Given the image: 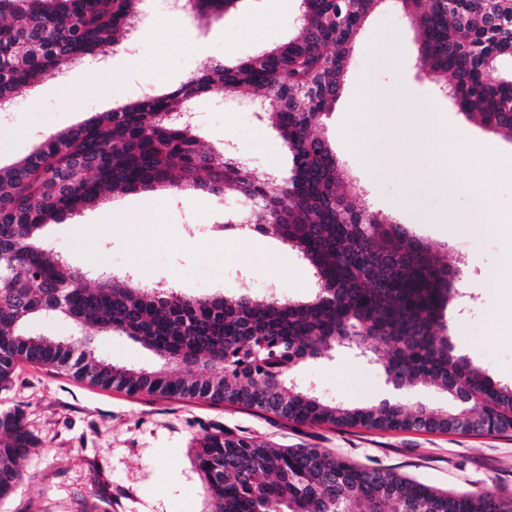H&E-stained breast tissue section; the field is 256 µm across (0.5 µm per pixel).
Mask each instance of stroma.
Here are the masks:
<instances>
[{
  "instance_id": "35a3bbf8",
  "label": "stroma",
  "mask_w": 512,
  "mask_h": 512,
  "mask_svg": "<svg viewBox=\"0 0 512 512\" xmlns=\"http://www.w3.org/2000/svg\"><path fill=\"white\" fill-rule=\"evenodd\" d=\"M267 0H236L220 17L201 26L179 17L165 0H145L144 18L129 51L113 52L103 69L78 63L22 89L23 104L0 122L6 136L0 165L26 155L50 133L84 123L97 113L139 96L142 88L180 85L203 67L253 57L260 48L296 36L299 0L277 11L276 30L259 40L242 37L250 16ZM223 90L191 102L203 149H232L259 174L287 172L277 134L254 112L231 108ZM432 106L462 134L457 164L469 176L472 157L492 158L499 173L492 184L497 210L512 213V142L486 132L441 97L418 64L417 35L392 0L365 21L354 43L340 98L325 134L345 170L361 189L360 204L405 225L439 252L466 258L462 282L472 300L444 312L455 353L479 364L495 380L512 382V326L493 317L496 300L483 278L501 260L503 231L480 223L465 193L451 196L408 191L407 169L438 175L432 154L408 149L422 106ZM224 204L207 196L172 197L167 191L108 194L81 213L47 224V248L73 264L134 276L146 287H174L189 296L251 293L307 298L316 281L310 268L271 235L243 237L217 232L187 238L186 219L217 227ZM98 352L135 369L158 359L125 336H100ZM300 388L350 405L400 398L408 409L446 406L445 397L418 385L394 393L380 367L350 355L310 361L293 375ZM20 407L38 444L27 462V478L0 512H88L106 497L112 512H211L207 481L195 463L200 439L217 431L272 442L284 448H324L351 462L387 467L442 491L493 490L512 500V432L474 436L423 430L382 431L297 424L232 403L169 399L103 389L36 364L22 363L10 389L0 391V410Z\"/></svg>"
}]
</instances>
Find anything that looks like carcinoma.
I'll return each mask as SVG.
<instances>
[{
  "label": "carcinoma",
  "instance_id": "carcinoma-1",
  "mask_svg": "<svg viewBox=\"0 0 512 512\" xmlns=\"http://www.w3.org/2000/svg\"><path fill=\"white\" fill-rule=\"evenodd\" d=\"M143 0H0V106L68 64L117 50ZM236 0H196L211 20ZM381 0H300L299 36L248 60L217 63L163 94L140 96L87 123L50 134L27 157L0 166V389L18 363L171 399L241 404L299 424L380 430H452L460 401L498 433L512 429V384L452 354L443 310L460 297L465 262L359 205L324 129L340 97L358 31ZM419 31L432 81L452 85L467 119L512 142V0H397ZM244 87L276 102L260 120L281 138L291 175L249 171L230 150L202 149L177 105ZM190 188L258 204L256 233H273L311 268L304 301L243 292L191 297L142 288L134 276L85 275L38 243L43 225L95 204L107 190ZM91 331L81 338L30 329L40 316ZM126 335L160 364L128 369L98 355L95 337ZM364 337L362 359L406 390L430 383L442 408L399 401L351 406L292 384L301 363ZM203 366L201 379L188 376ZM35 438L24 413L0 412V500L26 479ZM212 512H512L492 491L447 492L392 469L360 466L320 448H281L231 433L208 434L196 453Z\"/></svg>",
  "mask_w": 512,
  "mask_h": 512
}]
</instances>
